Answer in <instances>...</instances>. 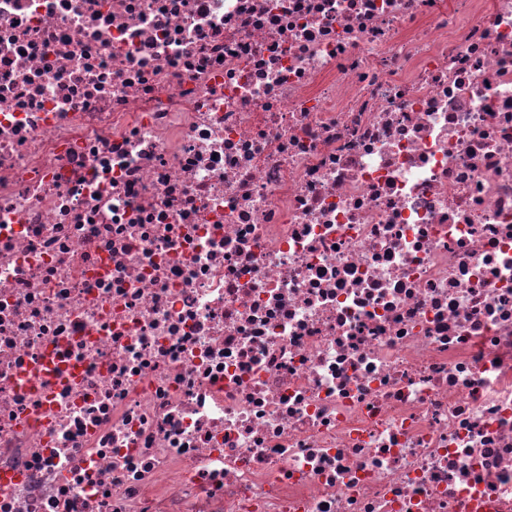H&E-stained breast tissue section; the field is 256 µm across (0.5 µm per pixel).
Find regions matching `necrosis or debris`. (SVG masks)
Instances as JSON below:
<instances>
[{
  "label": "necrosis or debris",
  "instance_id": "4bbe7bcc",
  "mask_svg": "<svg viewBox=\"0 0 512 512\" xmlns=\"http://www.w3.org/2000/svg\"><path fill=\"white\" fill-rule=\"evenodd\" d=\"M0 512H512V0H0Z\"/></svg>",
  "mask_w": 512,
  "mask_h": 512
}]
</instances>
